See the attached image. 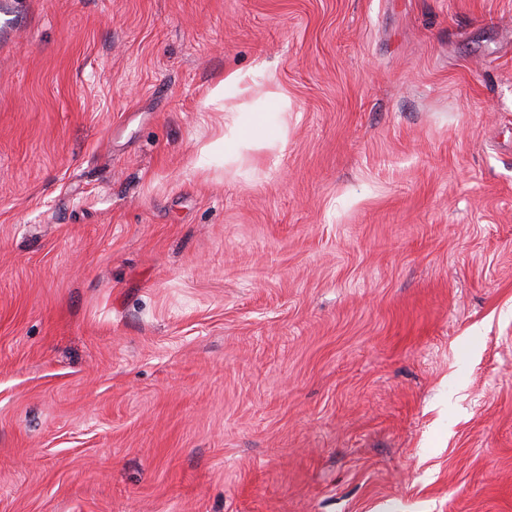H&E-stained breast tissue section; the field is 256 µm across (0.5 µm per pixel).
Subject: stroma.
I'll return each mask as SVG.
<instances>
[{
  "instance_id": "1",
  "label": "stroma",
  "mask_w": 512,
  "mask_h": 512,
  "mask_svg": "<svg viewBox=\"0 0 512 512\" xmlns=\"http://www.w3.org/2000/svg\"><path fill=\"white\" fill-rule=\"evenodd\" d=\"M0 512H512V0H0ZM247 79V73L232 72L211 89L209 98L213 102H218L226 98V92L228 91L244 92L247 89ZM255 114L256 112H239L232 127L224 131V136L215 144L221 151L224 149V158L236 153L239 147L248 146L268 136L266 118H255Z\"/></svg>"
}]
</instances>
